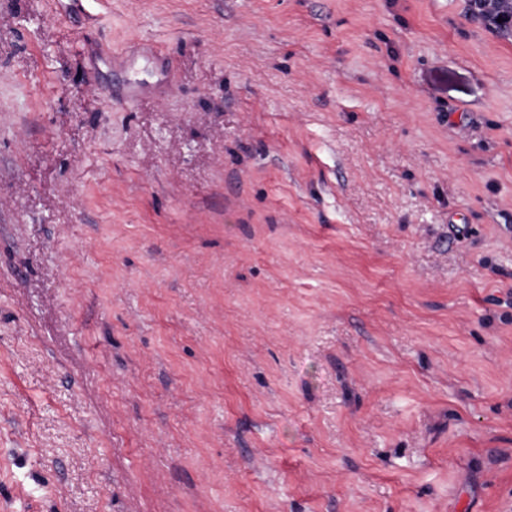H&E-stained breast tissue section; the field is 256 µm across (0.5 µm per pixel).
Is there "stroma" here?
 <instances>
[{
  "instance_id": "obj_1",
  "label": "stroma",
  "mask_w": 512,
  "mask_h": 512,
  "mask_svg": "<svg viewBox=\"0 0 512 512\" xmlns=\"http://www.w3.org/2000/svg\"><path fill=\"white\" fill-rule=\"evenodd\" d=\"M0 512H512V37L0 0Z\"/></svg>"
}]
</instances>
